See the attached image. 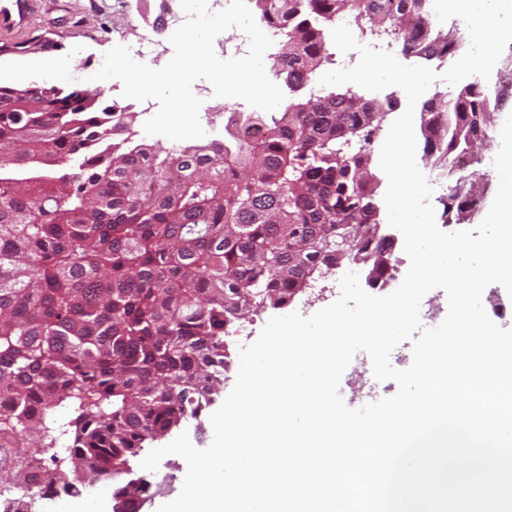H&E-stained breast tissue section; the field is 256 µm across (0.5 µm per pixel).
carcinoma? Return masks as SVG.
Returning a JSON list of instances; mask_svg holds the SVG:
<instances>
[{"label": "carcinoma", "instance_id": "cac0c4a2", "mask_svg": "<svg viewBox=\"0 0 512 512\" xmlns=\"http://www.w3.org/2000/svg\"><path fill=\"white\" fill-rule=\"evenodd\" d=\"M428 0H255L260 22L283 32L275 76L288 87L284 126L243 116L256 134L224 145L130 148L112 106L81 92L35 86L29 112L0 85V475L43 499L78 495L132 473L147 441L180 428L224 384V327L244 311L280 308L331 268L345 225L379 223L371 172L374 129L396 98L354 86L304 91L335 62L331 30L347 15L407 56L432 60L460 44L436 30ZM502 101L475 83L456 90L448 135L423 133L426 155L449 171L483 117ZM60 157L78 172L63 173ZM461 175L447 212L481 201ZM53 191L44 194L41 185ZM384 244L360 240L351 261L384 280ZM67 407L58 430L49 410ZM150 491L142 477L112 496L125 512Z\"/></svg>", "mask_w": 512, "mask_h": 512}]
</instances>
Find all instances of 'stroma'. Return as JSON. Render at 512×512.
Wrapping results in <instances>:
<instances>
[{
	"mask_svg": "<svg viewBox=\"0 0 512 512\" xmlns=\"http://www.w3.org/2000/svg\"><path fill=\"white\" fill-rule=\"evenodd\" d=\"M178 0H36L27 27L16 31L0 27V45L26 43L39 38L48 42L45 50H30L0 57V82L26 84L47 80L42 61L58 58L68 62L77 74L76 88L101 94L104 100L118 99L122 84L117 80L95 81L91 75L102 65L104 55L114 46L132 41L137 22L163 24L168 12L177 10ZM348 385L342 395L352 408L360 397L373 399L394 395L395 381L377 380L366 352H358L344 372ZM187 465L179 456H165L157 471L148 473L153 484L151 498L139 512H157L165 501L179 495Z\"/></svg>",
	"mask_w": 512,
	"mask_h": 512,
	"instance_id": "35a3bbf8",
	"label": "stroma"
}]
</instances>
